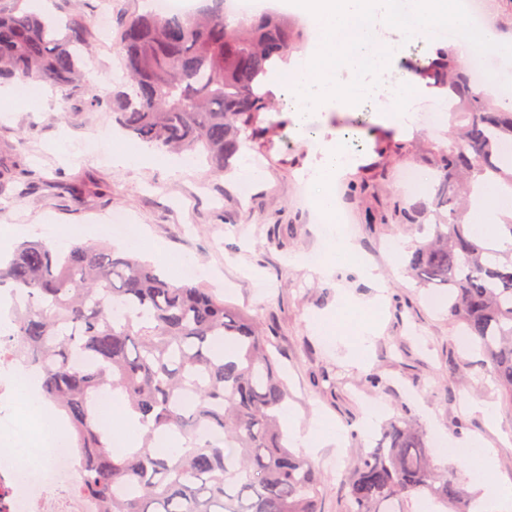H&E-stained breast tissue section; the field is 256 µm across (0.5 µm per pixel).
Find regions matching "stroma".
Returning a JSON list of instances; mask_svg holds the SVG:
<instances>
[{
    "label": "stroma",
    "instance_id": "1",
    "mask_svg": "<svg viewBox=\"0 0 512 512\" xmlns=\"http://www.w3.org/2000/svg\"><path fill=\"white\" fill-rule=\"evenodd\" d=\"M49 3L51 13L63 18H106L108 38L89 44L84 85L41 84L36 103L16 102L0 118V244L16 246L45 227L65 232L70 241L109 242L121 253L131 244L110 229L118 216L148 234L144 259L162 269L168 255L184 257L195 266L196 281L269 327L272 351L287 372L290 412L303 425L319 422L344 434L343 446L327 445L312 458L321 512H343L342 479L350 463L376 447L383 420L406 414L422 423L428 443L442 431L497 449L488 479L512 485V402L484 367L479 348L459 344V325L445 308L430 305L429 290L408 274L404 257L414 236L391 220L392 205L415 200L404 187L403 171L434 179L437 170L423 154L448 142L447 127L428 121L436 93L408 80L405 68L429 54L437 38L420 30L406 41L394 28L377 25V40L393 45L394 53L369 97L350 112L289 113L287 127L269 147L250 151L266 177L243 199L234 175L214 174L201 160L129 168L98 154L100 138H113L118 147L132 141L111 113L87 102L94 94L125 91L116 37L125 12L138 4ZM414 97L422 100L415 123L398 139L417 141L419 157L395 155L382 169H372L375 132L386 131V117ZM333 143L354 159L336 187V218L376 268L375 280L345 266L330 276L318 270L319 257L333 246L322 234L308 172L323 159L321 145ZM352 182L365 184V192L348 196ZM371 312L378 315V334L361 364L349 355L348 328ZM370 399L382 412L362 431L358 424ZM475 401L494 406L496 426L472 409Z\"/></svg>",
    "mask_w": 512,
    "mask_h": 512
}]
</instances>
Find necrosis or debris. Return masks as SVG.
Returning <instances> with one entry per match:
<instances>
[{"label": "necrosis or debris", "mask_w": 512, "mask_h": 512, "mask_svg": "<svg viewBox=\"0 0 512 512\" xmlns=\"http://www.w3.org/2000/svg\"><path fill=\"white\" fill-rule=\"evenodd\" d=\"M10 333V322L0 320V442L24 449L40 463L21 469L0 460V512H98L80 489L78 451L60 428L61 416H54L57 429L50 433L31 424L24 411L25 402L40 395L18 384L21 364L12 352Z\"/></svg>", "instance_id": "1"}]
</instances>
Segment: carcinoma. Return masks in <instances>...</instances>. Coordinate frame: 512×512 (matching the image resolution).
<instances>
[{
    "mask_svg": "<svg viewBox=\"0 0 512 512\" xmlns=\"http://www.w3.org/2000/svg\"><path fill=\"white\" fill-rule=\"evenodd\" d=\"M0 5V79L75 87L92 23ZM118 44L130 91L91 96L135 139L177 154L200 153L224 174L243 145L275 133L263 83L298 47L279 13L232 21L226 0L190 16L137 9L120 23ZM413 73L448 96V145L431 153L432 200L394 211L425 231L408 267L422 288L448 294V316L463 325L512 401V251L477 239L464 223L472 182L512 185V102L493 105L465 63L437 48ZM23 299L11 314L22 362L40 366L41 398L68 417L85 496L101 512H320L319 477L295 455L280 413L288 386L261 324L200 284L165 280L134 253L102 243L66 250L20 243L0 261V288ZM124 399L142 444L116 454L112 431L94 417L104 392ZM345 512H407L416 499L432 512H465L454 469L433 463L408 417L383 426L382 442L345 474Z\"/></svg>",
    "mask_w": 512,
    "mask_h": 512,
    "instance_id": "carcinoma-1",
    "label": "carcinoma"
}]
</instances>
